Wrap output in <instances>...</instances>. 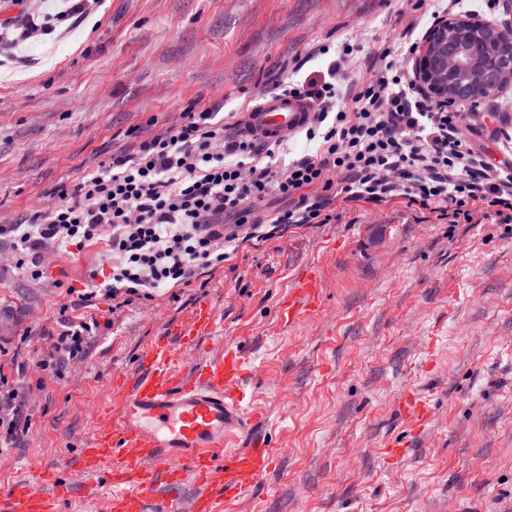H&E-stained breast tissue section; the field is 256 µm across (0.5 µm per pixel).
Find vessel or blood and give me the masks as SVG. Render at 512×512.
Masks as SVG:
<instances>
[{
    "mask_svg": "<svg viewBox=\"0 0 512 512\" xmlns=\"http://www.w3.org/2000/svg\"><path fill=\"white\" fill-rule=\"evenodd\" d=\"M311 113L307 100L269 93L243 114L240 130L275 142L304 127ZM322 295L318 272L302 273L278 306L281 322L314 315ZM215 326L211 304L200 303L189 321L147 348L134 373L114 377L105 421L75 460L92 477L88 499H106L107 512H223L273 467L275 451L245 384L251 360L244 349L228 342L215 358L198 355L201 336ZM400 408L415 427L429 419V403L416 390L403 394ZM244 434L250 442L243 448ZM190 479L197 489L187 497ZM70 492L59 471L38 467L0 491V512H67Z\"/></svg>",
    "mask_w": 512,
    "mask_h": 512,
    "instance_id": "vessel-or-blood-1",
    "label": "vessel or blood"
}]
</instances>
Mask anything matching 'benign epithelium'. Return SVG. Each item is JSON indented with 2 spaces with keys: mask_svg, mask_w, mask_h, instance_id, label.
I'll use <instances>...</instances> for the list:
<instances>
[{
  "mask_svg": "<svg viewBox=\"0 0 512 512\" xmlns=\"http://www.w3.org/2000/svg\"><path fill=\"white\" fill-rule=\"evenodd\" d=\"M476 25L485 27L494 50L500 43L512 44V19L498 24L450 19L439 23L428 35L417 57L421 81L441 101L465 100L476 87L494 88L512 81V53L494 57L488 53L475 56L459 43V33Z\"/></svg>",
  "mask_w": 512,
  "mask_h": 512,
  "instance_id": "obj_1",
  "label": "benign epithelium"
}]
</instances>
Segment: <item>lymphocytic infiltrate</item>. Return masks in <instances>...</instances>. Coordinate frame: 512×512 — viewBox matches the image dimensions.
<instances>
[{"mask_svg": "<svg viewBox=\"0 0 512 512\" xmlns=\"http://www.w3.org/2000/svg\"><path fill=\"white\" fill-rule=\"evenodd\" d=\"M419 45L414 37L380 52L372 78L343 92L323 76L278 79L275 89L311 103L305 136L319 143L288 167L275 163V144L243 135L216 110L189 111L74 187H58L48 214L0 225V237L16 239L17 266L38 280L45 241L81 249L107 236L112 267L103 295L126 306L158 288L191 285L240 243L270 238V225L331 223L337 199H401L452 224H512V153L488 162L462 133L472 106L433 100L402 66ZM270 198L288 205L263 214L258 205ZM98 328L93 318L65 319L56 352L82 358Z\"/></svg>", "mask_w": 512, "mask_h": 512, "instance_id": "lymphocytic-infiltrate-1", "label": "lymphocytic infiltrate"}]
</instances>
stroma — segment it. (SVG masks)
I'll use <instances>...</instances> for the list:
<instances>
[{
	"label": "stroma",
	"mask_w": 512,
	"mask_h": 512,
	"mask_svg": "<svg viewBox=\"0 0 512 512\" xmlns=\"http://www.w3.org/2000/svg\"><path fill=\"white\" fill-rule=\"evenodd\" d=\"M409 0H101L86 18L58 23L42 43L14 50L0 37V223L59 202L113 154L222 106L241 114L271 91L272 76L325 74L354 47L336 81L368 80L369 55L399 43L415 18ZM330 54L310 57L318 45ZM465 126L490 158L491 134L512 128V85ZM338 221L292 227L240 243L201 284L160 288L113 309H77L107 276L101 239L83 250L48 246L50 268L32 280L0 238V388L16 391L29 431L0 452V488L32 467L60 468L84 501L75 458L110 397L109 379L209 301L218 326L202 355L238 343L275 467L224 512H512V224H448L402 200L333 202ZM323 279L315 317L288 325L278 305L309 267ZM96 317L84 357L42 370L64 317ZM433 411L410 450L381 449L405 429L407 389Z\"/></svg>",
	"instance_id": "1"
}]
</instances>
